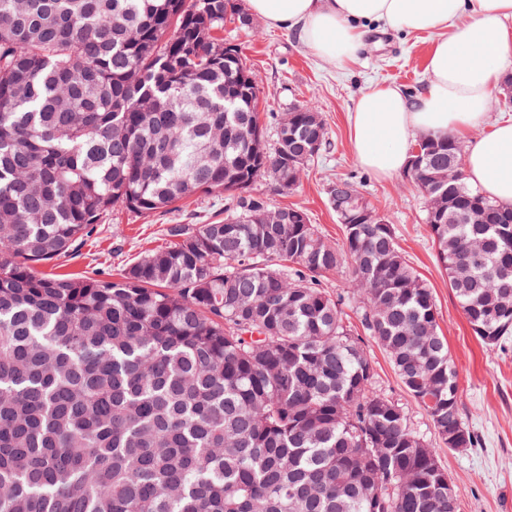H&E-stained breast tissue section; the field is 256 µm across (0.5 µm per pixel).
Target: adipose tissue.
Returning <instances> with one entry per match:
<instances>
[{
    "mask_svg": "<svg viewBox=\"0 0 512 512\" xmlns=\"http://www.w3.org/2000/svg\"><path fill=\"white\" fill-rule=\"evenodd\" d=\"M269 27L297 33L320 58L354 62L367 27L434 33L428 80L415 97L398 87H367L350 111L356 162L382 178L409 166L421 136H467L485 122L492 81L512 56V0H247ZM467 181L512 204V121L494 124L465 150Z\"/></svg>",
    "mask_w": 512,
    "mask_h": 512,
    "instance_id": "1",
    "label": "adipose tissue"
}]
</instances>
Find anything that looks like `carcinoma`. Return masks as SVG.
Segmentation results:
<instances>
[{
    "mask_svg": "<svg viewBox=\"0 0 512 512\" xmlns=\"http://www.w3.org/2000/svg\"><path fill=\"white\" fill-rule=\"evenodd\" d=\"M237 0H0V512H448V474L376 389L366 333L441 441L465 426L431 288L393 225L267 224L254 184L297 187L328 133L315 107L266 146L256 91L224 59ZM408 181L474 335L512 337V206L465 180L452 136L422 137ZM454 185L438 186L444 172ZM197 193L232 205L112 280L38 266L112 208ZM332 208L371 206L353 183ZM491 248L472 262V247ZM350 268L346 291L321 278Z\"/></svg>",
    "mask_w": 512,
    "mask_h": 512,
    "instance_id": "carcinoma-1",
    "label": "carcinoma"
}]
</instances>
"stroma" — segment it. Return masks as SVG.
<instances>
[{
    "label": "stroma",
    "mask_w": 512,
    "mask_h": 512,
    "mask_svg": "<svg viewBox=\"0 0 512 512\" xmlns=\"http://www.w3.org/2000/svg\"><path fill=\"white\" fill-rule=\"evenodd\" d=\"M224 38L241 49L259 78L261 115L279 114L301 103L313 105L331 143L328 152L309 165L295 191L280 193L263 180L256 184V193L273 209H305L321 236L336 245L343 241V227L328 202L327 188L345 178L393 224L403 254L435 296L439 327L455 364L462 417L478 437L476 447L452 451L436 441L429 417L404 390L384 350L371 341L367 349L376 384L404 407L418 434L435 441L460 512H512V344L489 348L476 338L436 259L424 199L404 175L381 179L360 167L349 139V112L365 87L388 83L410 95L423 87L430 36L370 28L358 61L346 68L318 57L296 33L270 28L260 20L250 32L225 23ZM226 201L223 194L200 193L183 201L179 210L147 217L115 207L95 225L67 269L119 276L146 251L168 243L169 225L183 223L190 215L206 218L223 210Z\"/></svg>",
    "instance_id": "35a3bbf8"
}]
</instances>
